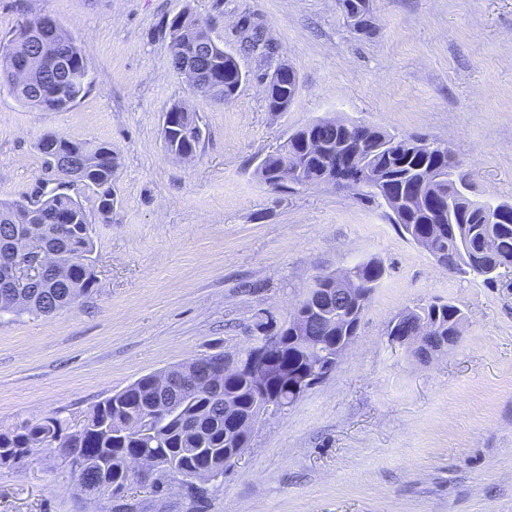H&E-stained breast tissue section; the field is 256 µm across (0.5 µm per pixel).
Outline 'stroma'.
Returning <instances> with one entry per match:
<instances>
[{
	"instance_id": "stroma-1",
	"label": "stroma",
	"mask_w": 512,
	"mask_h": 512,
	"mask_svg": "<svg viewBox=\"0 0 512 512\" xmlns=\"http://www.w3.org/2000/svg\"><path fill=\"white\" fill-rule=\"evenodd\" d=\"M359 32L338 0H0V40L49 16L82 45L90 88L67 110L0 93V201L35 196L52 174L47 133L107 142L114 203L92 199L97 285L54 316L0 318V423L85 412L186 360L235 353L266 315L288 321L316 275L376 258L385 274L334 374L264 416L203 502L135 485L133 512H512V288L438 267L385 208L328 186L277 190L255 168L294 130L340 118L447 140L480 197L512 201V0H368ZM189 12L235 55V98L194 93L170 65L166 24ZM250 17L278 47L241 46ZM282 63L299 89L268 111ZM199 112L197 156L168 154L163 114ZM435 299L465 313L459 341L419 360L388 322ZM0 512H110L78 499L39 453L0 467ZM271 76L267 77L264 88L267 109L271 112L288 111L295 101L298 82L290 86H283L276 83Z\"/></svg>"
}]
</instances>
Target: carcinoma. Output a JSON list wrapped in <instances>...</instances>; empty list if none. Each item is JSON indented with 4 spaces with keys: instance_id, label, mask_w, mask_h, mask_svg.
<instances>
[{
    "instance_id": "1",
    "label": "carcinoma",
    "mask_w": 512,
    "mask_h": 512,
    "mask_svg": "<svg viewBox=\"0 0 512 512\" xmlns=\"http://www.w3.org/2000/svg\"><path fill=\"white\" fill-rule=\"evenodd\" d=\"M170 62L174 69L200 70L190 83L205 99L227 102L238 92L243 75L236 58L211 36L208 25L184 12L166 24ZM89 61L77 39L59 22L43 24L36 17L24 22L12 39L0 43V88L34 108L62 111L77 103L89 89ZM298 84L283 86L272 78L265 83V101L270 112H286L295 101ZM196 112L174 104L165 112L162 138L168 153L196 155L203 143ZM322 140V150L310 143ZM427 136H397L376 126L338 118L321 119L288 135L255 169L264 183L282 189L320 186L336 179L333 159L358 154L368 174L357 194L379 200L389 209L393 224L407 239L425 250L450 273L473 277L488 288L503 283L512 272V203L477 199L473 182L456 160L447 142ZM38 147L48 167L57 175L50 189L30 199L0 201V270L26 264L30 243L52 251L65 267L61 280L46 278L35 288L17 290L0 283V313H31L51 317L72 305L75 296L96 292V274L87 261L93 241L86 208L70 193L79 185L90 194L106 219L112 213V146L70 140L46 134ZM355 279L335 309L320 314L325 300L343 291L340 279L316 277L299 302V311L315 316L313 335L318 350L302 347L293 338V324L274 317L261 318L254 330L261 336H276L282 360L294 371H305L316 352H333L346 336L358 334L370 298L378 288L385 268L378 259L362 260L347 268ZM407 318L425 321L431 328L428 340L415 350L428 352L448 344L463 320L454 303L434 300L400 311L388 323L392 336ZM203 371L217 382L221 396L207 390L184 388L173 396L158 390L154 374H147L94 405L82 423L71 425L57 416H44L10 425L0 424V466L11 467L48 450L75 480V489L85 497L105 496L120 501L134 477L126 461L143 454L157 461L148 482L155 492L168 491V480H178L192 497L201 496L207 483L224 474V457L234 448H247L251 433L236 444L237 421L260 418L266 401L246 374H224V353L194 358L170 369L176 380L186 383L192 373ZM237 402L236 414L224 413V397ZM174 401L164 415L149 423L130 425L151 413L154 406Z\"/></svg>"
}]
</instances>
